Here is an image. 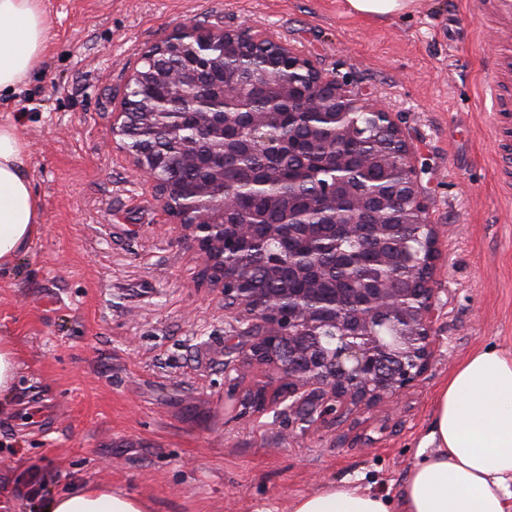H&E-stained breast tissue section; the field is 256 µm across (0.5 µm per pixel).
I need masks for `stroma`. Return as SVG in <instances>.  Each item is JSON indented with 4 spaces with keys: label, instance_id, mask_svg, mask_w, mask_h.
Returning <instances> with one entry per match:
<instances>
[{
    "label": "stroma",
    "instance_id": "35a3bbf8",
    "mask_svg": "<svg viewBox=\"0 0 512 512\" xmlns=\"http://www.w3.org/2000/svg\"><path fill=\"white\" fill-rule=\"evenodd\" d=\"M56 38L0 122L29 146L43 228L0 271V340L18 372L0 413V506L36 512L84 480L151 512H290L343 478L390 495L416 461L435 398L472 352L512 354V191L494 138L488 29L476 0H421L385 19L346 0H44ZM201 24L264 28L391 112L417 161L440 256L435 356L397 412L312 425L225 407L235 321L130 155L112 105L142 53Z\"/></svg>",
    "mask_w": 512,
    "mask_h": 512
}]
</instances>
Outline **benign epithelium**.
I'll return each instance as SVG.
<instances>
[{
    "label": "benign epithelium",
    "instance_id": "1",
    "mask_svg": "<svg viewBox=\"0 0 512 512\" xmlns=\"http://www.w3.org/2000/svg\"><path fill=\"white\" fill-rule=\"evenodd\" d=\"M191 36L201 41L202 50L224 47V74L230 82L278 88L288 110L311 116L336 115V136L354 132L351 115L362 112L380 123L389 134L390 147L399 169L394 199L377 195L376 209L361 215L369 225L373 241L370 265L376 270L361 278L360 288H331L334 278L313 252L290 256L288 275L309 277L305 288H251L224 262V241L233 234L241 253L272 236L286 240L308 234L301 216L288 217L286 224H222L217 202L200 196L195 202L176 199L168 173L180 156L158 153L152 148V116L164 115L169 100L158 101L156 112H136L130 94L124 93L119 109L112 113V136L120 138L137 170L150 178L166 212L180 229V239L189 243L201 264L202 282L224 295V308L235 314L236 334L224 344V371L244 376L264 369L277 382L273 396L257 389L246 394L241 404L264 411L285 405L307 423L314 424L329 414L358 407L384 405L395 409L402 393L426 372L434 354V328L439 306L432 288L438 257L434 225L427 219L425 197L418 172L398 125L386 108L370 103L363 94L325 73L291 46L268 32L250 28L224 31L215 28H182L144 52L143 60L159 68L168 47ZM268 48L288 59V69H255L242 63L243 43ZM195 106L206 115L204 135L226 139L225 117L234 113L250 123V131L229 139L230 146L245 157L267 153L285 137L256 119L257 111L226 94L203 96ZM336 211V224L361 206L364 199L334 189L328 196ZM410 204L426 225L422 241L424 260L398 257L388 248L390 225L381 223L382 210L396 200Z\"/></svg>",
    "mask_w": 512,
    "mask_h": 512
}]
</instances>
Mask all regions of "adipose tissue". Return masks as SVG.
<instances>
[{"label": "adipose tissue", "mask_w": 512, "mask_h": 512, "mask_svg": "<svg viewBox=\"0 0 512 512\" xmlns=\"http://www.w3.org/2000/svg\"><path fill=\"white\" fill-rule=\"evenodd\" d=\"M55 38L42 0H0V92L22 84ZM28 144L0 124V268L26 252L42 227L40 200L26 175ZM426 454L395 496L343 481L298 497L291 512H512V356L469 355L440 390ZM40 512H150L135 496L85 485L44 498Z\"/></svg>", "instance_id": "1"}]
</instances>
